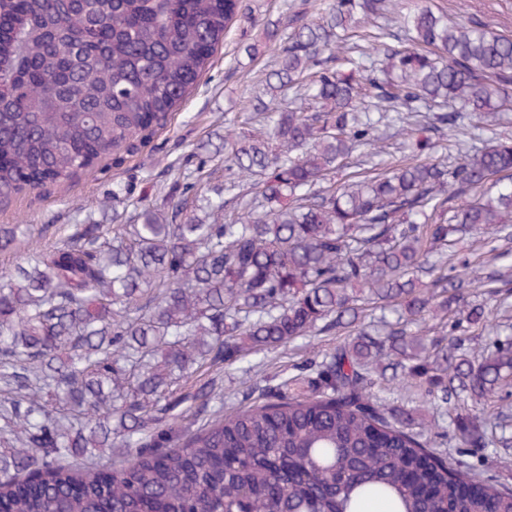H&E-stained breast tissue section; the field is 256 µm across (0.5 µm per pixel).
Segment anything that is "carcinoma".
<instances>
[{
    "label": "carcinoma",
    "mask_w": 512,
    "mask_h": 512,
    "mask_svg": "<svg viewBox=\"0 0 512 512\" xmlns=\"http://www.w3.org/2000/svg\"><path fill=\"white\" fill-rule=\"evenodd\" d=\"M289 18L265 87L246 103L264 131L224 133L231 186L262 177L237 217L205 198L193 153L137 223L85 224L0 275V512H512V490L473 480L370 394L399 355L464 443L501 424L458 410L512 385V339L474 357L485 311L477 268L431 260L458 234L512 224V139L470 149L466 119L512 111V37L421 0H330ZM243 0H0V200L135 153L183 102ZM412 45L390 47L397 29ZM396 135L416 160L317 189L356 149ZM397 313L224 409L209 374L305 336L349 329L366 304ZM423 343L411 326L448 315ZM118 453L115 467L70 460Z\"/></svg>",
    "instance_id": "cac0c4a2"
}]
</instances>
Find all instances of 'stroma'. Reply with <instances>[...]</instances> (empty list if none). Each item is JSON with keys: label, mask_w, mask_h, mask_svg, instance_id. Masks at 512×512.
Returning <instances> with one entry per match:
<instances>
[{"label": "stroma", "mask_w": 512, "mask_h": 512, "mask_svg": "<svg viewBox=\"0 0 512 512\" xmlns=\"http://www.w3.org/2000/svg\"><path fill=\"white\" fill-rule=\"evenodd\" d=\"M447 11L459 10L477 15L486 25L512 35V0H433ZM251 21L236 25L219 47L211 66L202 74L197 86L173 112L167 126L135 155L119 154L117 159L98 162L95 176L79 177L71 182L36 190H24L9 202H0V225L24 224L34 240L42 245L59 243L75 225L93 221L111 224L113 212L134 214L142 199L161 198L169 181L170 163L183 160L211 134L224 130L247 129L251 113L242 93L249 82L262 78L273 59V48L251 57L247 45L260 36L258 23L270 18L281 20L282 35H289L288 19L303 12L315 18L314 0H245ZM383 152L372 159L352 154L347 173H371L404 161L407 157L401 137L381 129ZM128 184L130 192L122 203L112 201L113 182ZM472 300L483 303L488 315L485 329L469 333L467 343L473 353H481L494 336H512V292L502 291L488 297L475 289ZM342 336L320 334L297 340L265 357L263 365L251 372L240 366L224 369V404L231 407L245 398H258L273 375L287 376L315 352L333 350ZM453 412L429 410L425 420L432 428L431 438L439 450L463 463L468 472L490 484L512 489V425L504 436L505 443L464 444L455 435Z\"/></svg>", "instance_id": "obj_1"}]
</instances>
